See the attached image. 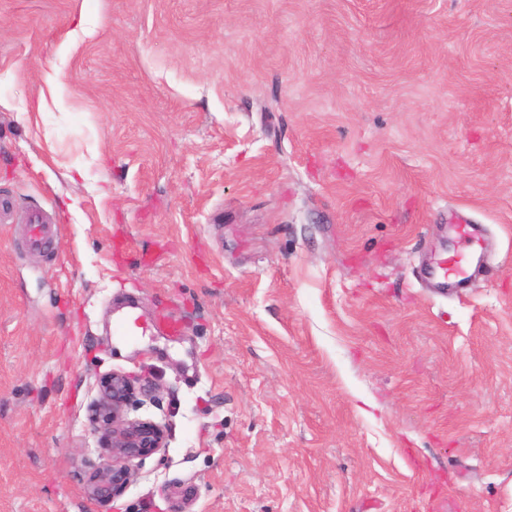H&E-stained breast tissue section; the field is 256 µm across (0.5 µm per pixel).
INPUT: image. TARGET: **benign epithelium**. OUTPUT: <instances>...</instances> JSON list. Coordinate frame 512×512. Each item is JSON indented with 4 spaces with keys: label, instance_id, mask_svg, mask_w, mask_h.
Wrapping results in <instances>:
<instances>
[{
    "label": "benign epithelium",
    "instance_id": "obj_1",
    "mask_svg": "<svg viewBox=\"0 0 512 512\" xmlns=\"http://www.w3.org/2000/svg\"><path fill=\"white\" fill-rule=\"evenodd\" d=\"M155 385L146 377L112 371L99 377L97 392L88 406L91 434L105 443L109 456L90 474L87 493L101 512L130 482L132 467L167 444L161 422L130 416L137 397L148 396Z\"/></svg>",
    "mask_w": 512,
    "mask_h": 512
}]
</instances>
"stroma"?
<instances>
[{
    "label": "stroma",
    "instance_id": "stroma-1",
    "mask_svg": "<svg viewBox=\"0 0 512 512\" xmlns=\"http://www.w3.org/2000/svg\"><path fill=\"white\" fill-rule=\"evenodd\" d=\"M3 199L0 512H85L112 371L168 437L108 512H512V0H0ZM48 220L40 210L33 211L27 220L25 242L28 250L44 251L48 246L46 237ZM454 256L442 258L421 271L422 279L431 287L448 292L462 288L470 277L467 270L458 267Z\"/></svg>",
    "mask_w": 512,
    "mask_h": 512
}]
</instances>
